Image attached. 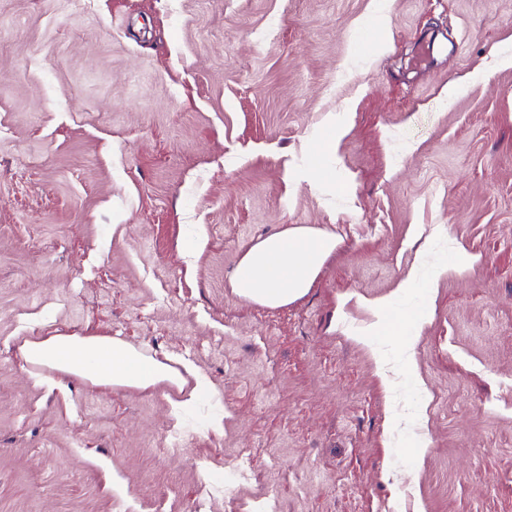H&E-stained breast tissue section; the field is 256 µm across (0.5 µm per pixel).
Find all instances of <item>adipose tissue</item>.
<instances>
[{
    "label": "adipose tissue",
    "mask_w": 512,
    "mask_h": 512,
    "mask_svg": "<svg viewBox=\"0 0 512 512\" xmlns=\"http://www.w3.org/2000/svg\"><path fill=\"white\" fill-rule=\"evenodd\" d=\"M337 244L335 234L306 225H291L260 239L239 259L230 284L243 300L277 308L301 299L311 288ZM371 336L419 333L429 320L427 307L403 319L390 320L389 306L372 307ZM24 361L47 365L104 387L146 390L161 383L185 388L186 378L166 364L146 357L134 346L106 336L54 335L24 340Z\"/></svg>",
    "instance_id": "adipose-tissue-1"
}]
</instances>
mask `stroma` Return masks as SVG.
Listing matches in <instances>:
<instances>
[{"instance_id": "stroma-1", "label": "stroma", "mask_w": 512, "mask_h": 512, "mask_svg": "<svg viewBox=\"0 0 512 512\" xmlns=\"http://www.w3.org/2000/svg\"><path fill=\"white\" fill-rule=\"evenodd\" d=\"M290 224L338 239L312 288L240 299ZM375 300L433 314L364 343ZM56 334L209 390L24 364ZM0 512H512V0H0Z\"/></svg>"}]
</instances>
